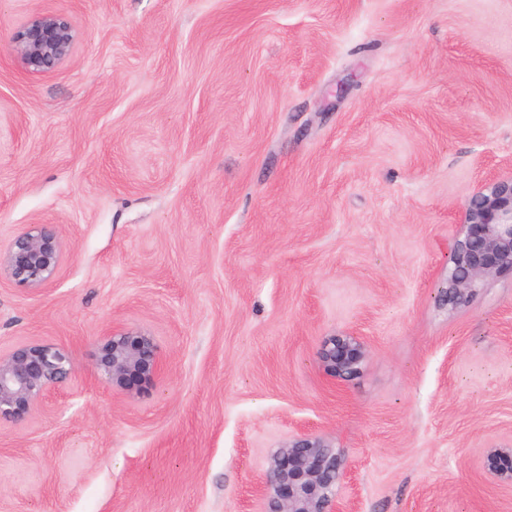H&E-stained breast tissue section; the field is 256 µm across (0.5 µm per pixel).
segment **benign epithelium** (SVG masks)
<instances>
[{"label":"benign epithelium","mask_w":512,"mask_h":512,"mask_svg":"<svg viewBox=\"0 0 512 512\" xmlns=\"http://www.w3.org/2000/svg\"><path fill=\"white\" fill-rule=\"evenodd\" d=\"M75 32L57 15H39L12 37L9 50L32 73L54 71L71 53ZM464 235L451 250L448 305L465 304L495 277L512 275V176L490 181L465 205ZM62 263L61 238L51 224H30L16 235L3 255L0 274L13 283L38 291L56 277ZM367 357L363 339L352 333L327 337L319 358L331 377L347 381L358 376ZM110 386L137 389L161 369L153 337L141 331H112L104 337L96 362ZM76 378L69 352L54 344H23L0 355V419L18 421L56 388ZM488 466L512 482V448L492 451ZM351 472L340 454L316 436H303L271 457L264 491L271 512H343L336 488Z\"/></svg>","instance_id":"obj_1"}]
</instances>
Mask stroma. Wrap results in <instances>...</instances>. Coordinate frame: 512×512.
I'll list each match as a JSON object with an SVG mask.
<instances>
[{"mask_svg":"<svg viewBox=\"0 0 512 512\" xmlns=\"http://www.w3.org/2000/svg\"><path fill=\"white\" fill-rule=\"evenodd\" d=\"M76 32L28 72L38 14ZM512 171V0H0V252L31 224L54 281L0 277V354L77 375L0 421V512H270L306 434L346 512H512V276L445 299L469 197ZM162 370L121 390L109 331ZM353 333L362 373L327 376ZM75 32L70 22L57 15H39L12 37L8 49L32 73L54 71L71 53ZM96 365L106 383L121 389L146 386L161 369L153 336L134 330L106 334ZM367 357V346L360 336L342 333L327 337L320 348L319 358L331 377L347 381L357 377ZM488 466L494 475L507 482H512V448H495L488 460Z\"/></svg>","mask_w":512,"mask_h":512,"instance_id":"obj_1","label":"stroma"}]
</instances>
